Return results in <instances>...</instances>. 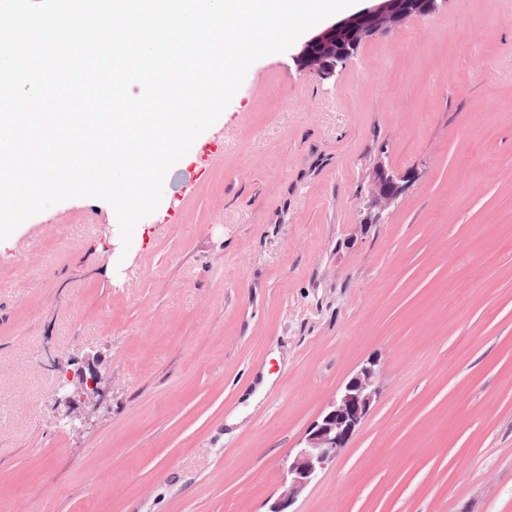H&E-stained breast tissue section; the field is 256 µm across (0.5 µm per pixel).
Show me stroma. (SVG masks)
I'll return each mask as SVG.
<instances>
[{"label": "stroma", "instance_id": "stroma-1", "mask_svg": "<svg viewBox=\"0 0 512 512\" xmlns=\"http://www.w3.org/2000/svg\"><path fill=\"white\" fill-rule=\"evenodd\" d=\"M379 163L416 177L368 224ZM371 359L292 512H512V0H445L338 78L258 59L130 247L102 200L0 245V512H267ZM82 375L99 410L56 399ZM377 365L376 360L363 365L336 392L321 421L307 433L303 446L288 453L284 491L268 512H290L286 509L348 444L381 394Z\"/></svg>", "mask_w": 512, "mask_h": 512}]
</instances>
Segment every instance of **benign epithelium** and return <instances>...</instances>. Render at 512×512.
I'll return each instance as SVG.
<instances>
[{
  "mask_svg": "<svg viewBox=\"0 0 512 512\" xmlns=\"http://www.w3.org/2000/svg\"><path fill=\"white\" fill-rule=\"evenodd\" d=\"M445 0H371V4L342 18L306 40L292 55L294 65L331 78L376 35L397 29L409 18L435 14ZM408 174L394 175L378 164L367 188V219L377 221L399 198ZM381 394V373L370 360L336 392L320 422L306 435L303 446L288 453L284 491L269 512H286L308 485L333 462L368 416Z\"/></svg>",
  "mask_w": 512,
  "mask_h": 512,
  "instance_id": "obj_1",
  "label": "benign epithelium"
}]
</instances>
